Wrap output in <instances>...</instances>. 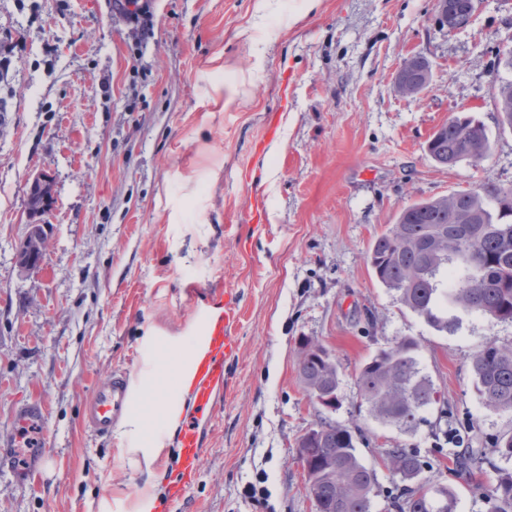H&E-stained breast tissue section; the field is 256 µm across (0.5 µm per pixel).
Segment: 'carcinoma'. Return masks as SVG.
I'll return each instance as SVG.
<instances>
[{"instance_id": "1", "label": "carcinoma", "mask_w": 512, "mask_h": 512, "mask_svg": "<svg viewBox=\"0 0 512 512\" xmlns=\"http://www.w3.org/2000/svg\"><path fill=\"white\" fill-rule=\"evenodd\" d=\"M469 0H454L440 27L455 30L467 23ZM402 95L412 97L431 81L427 59L413 57L399 71ZM498 124L512 128V83L499 89ZM490 149L483 125L455 116L428 141L430 158L441 166L476 164ZM368 260L377 281L395 292L410 311L439 332L455 326L442 306L512 321V191L485 184L447 196L417 201L372 240ZM313 339L301 338L298 373L314 397L338 402L340 372L336 359L309 350ZM419 344L409 338L379 349L360 368L357 386L372 414L385 424L414 429L419 413L438 401L433 382L418 368ZM475 389L486 407L512 411V344L487 342L472 357ZM492 452L512 461V435L496 438ZM299 458L312 478L308 491L317 512H373L378 495L376 472L361 460L351 427L325 420L304 435ZM386 465L400 486L392 498L396 512H455V495L447 487L432 495L425 478L411 486L429 463L416 448L396 445L385 452ZM493 512H512V471L501 470L488 490Z\"/></svg>"}]
</instances>
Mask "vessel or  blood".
I'll list each match as a JSON object with an SVG mask.
<instances>
[{
  "label": "vessel or blood",
  "mask_w": 512,
  "mask_h": 512,
  "mask_svg": "<svg viewBox=\"0 0 512 512\" xmlns=\"http://www.w3.org/2000/svg\"><path fill=\"white\" fill-rule=\"evenodd\" d=\"M199 302L192 346L177 374L185 404L179 413L176 474L167 486L168 499L173 504L183 500L199 474L205 451L203 428L226 388L224 365L237 356L241 344L237 317L229 310V295L219 288L203 293ZM130 408L128 375L113 371L106 381L95 386L82 410L81 425L93 436L109 435Z\"/></svg>",
  "instance_id": "1"
}]
</instances>
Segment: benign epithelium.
Returning a JSON list of instances; mask_svg holds the SVG:
<instances>
[{
	"label": "benign epithelium",
	"mask_w": 512,
	"mask_h": 512,
	"mask_svg": "<svg viewBox=\"0 0 512 512\" xmlns=\"http://www.w3.org/2000/svg\"><path fill=\"white\" fill-rule=\"evenodd\" d=\"M27 231L16 245L15 267L21 275L37 271L41 263L34 261L36 255H44L47 248L46 222L44 217L54 204V180L40 171L29 178L26 185Z\"/></svg>",
	"instance_id": "1"
}]
</instances>
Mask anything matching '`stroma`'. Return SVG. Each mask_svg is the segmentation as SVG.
I'll list each match as a JSON object with an SVG mask.
<instances>
[{
  "mask_svg": "<svg viewBox=\"0 0 512 512\" xmlns=\"http://www.w3.org/2000/svg\"><path fill=\"white\" fill-rule=\"evenodd\" d=\"M137 6L146 24L117 0H0V512H139L146 493L157 512H315L297 446L324 418L358 426L380 488L373 512L395 486L385 451L397 444L420 450L456 512H488L485 489L512 469L490 444L512 434V412L483 405L471 358L512 342V322L452 308L455 330L435 331L377 282L367 251L415 201L512 189V129L497 123L512 0H477L448 33L437 0ZM414 56L432 81L405 99L396 75ZM463 113L484 125L488 157L436 165L430 135ZM38 170L52 174L55 204L41 268L22 275L15 246ZM215 287L232 298L241 345L198 478L174 506L163 494L173 427L119 424L97 438L80 414L112 371L152 389L190 344L195 295ZM304 336L339 364L336 410L299 381ZM403 338L419 343L450 422L429 409L403 431L361 398L360 366ZM36 400L48 460L31 454L19 481L14 413ZM149 439L161 451L147 466ZM463 455L480 462L462 474Z\"/></svg>",
  "mask_w": 512,
  "mask_h": 512,
  "instance_id": "1",
  "label": "stroma"
}]
</instances>
